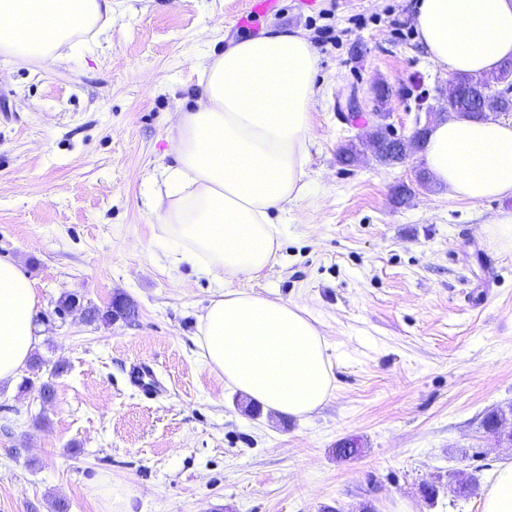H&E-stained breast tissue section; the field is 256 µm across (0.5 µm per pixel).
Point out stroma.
<instances>
[{
    "label": "stroma",
    "instance_id": "stroma-1",
    "mask_svg": "<svg viewBox=\"0 0 512 512\" xmlns=\"http://www.w3.org/2000/svg\"><path fill=\"white\" fill-rule=\"evenodd\" d=\"M246 7L113 0L110 27L53 70L0 55V257L34 280L42 333L40 366L0 385V512H103L106 480L129 489L131 512H482L512 463L485 426L512 407V248L489 233L512 196L449 197L419 180L418 151L338 160L379 91L404 131L448 109L415 0H280L238 25ZM271 27L307 31L317 56L310 188L278 262L246 287L298 303L327 341L335 389L302 418L247 408L202 362L199 316L221 285L160 263L148 205L198 88L193 61ZM352 90L361 108L344 123ZM67 294L102 309L125 297L137 315L57 312ZM136 363L152 396L127 379ZM343 440L358 456L337 457Z\"/></svg>",
    "mask_w": 512,
    "mask_h": 512
}]
</instances>
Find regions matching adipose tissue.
<instances>
[{
	"label": "adipose tissue",
	"mask_w": 512,
	"mask_h": 512,
	"mask_svg": "<svg viewBox=\"0 0 512 512\" xmlns=\"http://www.w3.org/2000/svg\"><path fill=\"white\" fill-rule=\"evenodd\" d=\"M112 22V0H0V55L51 69ZM427 60L478 76L512 59V0H418ZM199 91L177 114L174 158L151 205L171 265L222 282L199 317L204 364L264 409L316 411L334 391L327 343L296 303L241 288L277 263L286 212L307 192L305 167L317 57L300 29L271 28L196 62ZM425 162L451 197L512 196V121L452 118L428 134ZM39 299L14 259L0 257V382L40 342Z\"/></svg>",
	"instance_id": "ef3b65f1"
}]
</instances>
